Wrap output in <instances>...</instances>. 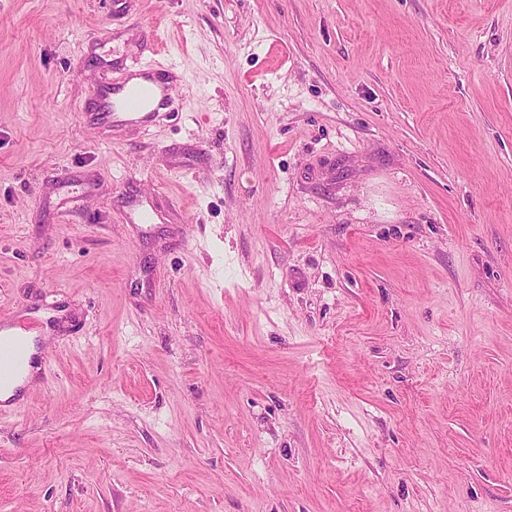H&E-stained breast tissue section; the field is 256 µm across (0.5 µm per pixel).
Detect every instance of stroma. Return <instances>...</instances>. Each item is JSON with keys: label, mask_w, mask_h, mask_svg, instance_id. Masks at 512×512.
I'll return each instance as SVG.
<instances>
[{"label": "stroma", "mask_w": 512, "mask_h": 512, "mask_svg": "<svg viewBox=\"0 0 512 512\" xmlns=\"http://www.w3.org/2000/svg\"><path fill=\"white\" fill-rule=\"evenodd\" d=\"M157 61L178 109L90 121ZM41 311L0 512H512V0H0Z\"/></svg>", "instance_id": "stroma-1"}]
</instances>
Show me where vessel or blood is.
Listing matches in <instances>:
<instances>
[{"mask_svg":"<svg viewBox=\"0 0 512 512\" xmlns=\"http://www.w3.org/2000/svg\"><path fill=\"white\" fill-rule=\"evenodd\" d=\"M142 82H118L93 86L91 99L100 110L93 113L97 124L112 126L126 123L148 124L155 120L156 109L172 108L176 102V84L172 68L155 64L143 69ZM30 320L15 322L11 338L0 337V387L12 382L23 367L26 339L33 328Z\"/></svg>","mask_w":512,"mask_h":512,"instance_id":"vessel-or-blood-1","label":"vessel or blood"}]
</instances>
